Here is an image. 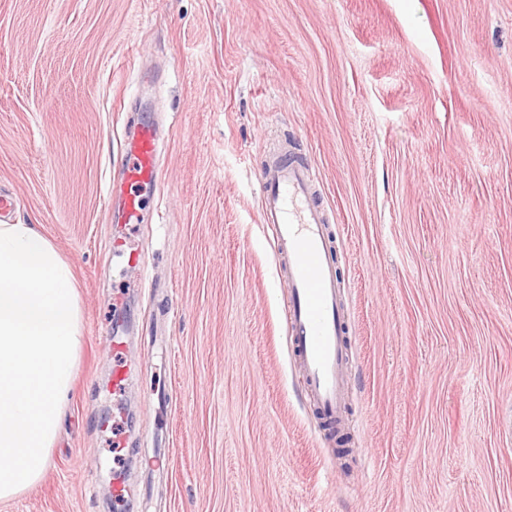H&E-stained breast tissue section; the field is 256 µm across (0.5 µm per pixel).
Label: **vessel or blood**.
<instances>
[{
  "instance_id": "1",
  "label": "vessel or blood",
  "mask_w": 512,
  "mask_h": 512,
  "mask_svg": "<svg viewBox=\"0 0 512 512\" xmlns=\"http://www.w3.org/2000/svg\"><path fill=\"white\" fill-rule=\"evenodd\" d=\"M159 179L158 135L145 124L121 144L112 182L119 222H143V191ZM320 180L319 171L293 153L268 156L259 173L260 222L272 231L278 275L288 286V329L307 397L323 419L339 427L347 390L345 328L325 210L316 194Z\"/></svg>"
}]
</instances>
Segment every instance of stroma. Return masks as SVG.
<instances>
[{
  "mask_svg": "<svg viewBox=\"0 0 512 512\" xmlns=\"http://www.w3.org/2000/svg\"><path fill=\"white\" fill-rule=\"evenodd\" d=\"M148 123L161 180L118 225ZM284 146L321 173L344 458L258 227ZM2 194L72 264L83 343L49 466L0 512H512V0H0ZM160 179L158 135L154 125H142L121 144L117 179L112 180V196L119 199L118 220L140 224L144 220L143 190L154 188Z\"/></svg>",
  "mask_w": 512,
  "mask_h": 512,
  "instance_id": "stroma-1",
  "label": "stroma"
}]
</instances>
